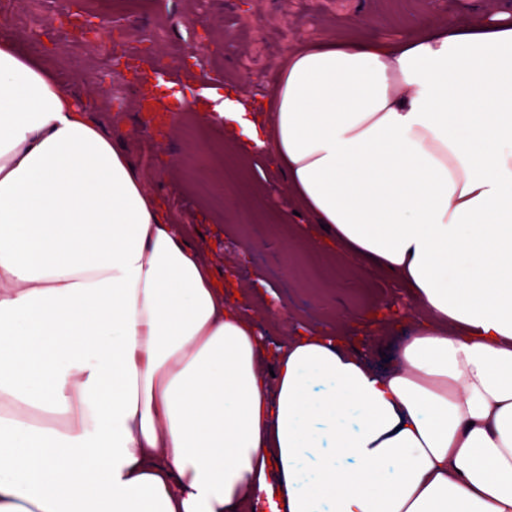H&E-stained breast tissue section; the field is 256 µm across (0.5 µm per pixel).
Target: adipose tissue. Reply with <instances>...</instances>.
I'll return each instance as SVG.
<instances>
[{"label":"adipose tissue","mask_w":512,"mask_h":512,"mask_svg":"<svg viewBox=\"0 0 512 512\" xmlns=\"http://www.w3.org/2000/svg\"><path fill=\"white\" fill-rule=\"evenodd\" d=\"M417 318L379 373L255 325L130 155L0 24V512H512V16L296 47L267 132Z\"/></svg>","instance_id":"1"}]
</instances>
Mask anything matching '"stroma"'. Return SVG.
Segmentation results:
<instances>
[{
  "label": "stroma",
  "instance_id": "35a3bbf8",
  "mask_svg": "<svg viewBox=\"0 0 512 512\" xmlns=\"http://www.w3.org/2000/svg\"><path fill=\"white\" fill-rule=\"evenodd\" d=\"M76 6L96 16V42L74 44L63 12ZM490 6L512 13V0H43L38 13L6 12L0 19L16 34L22 52L33 54L93 106L94 117L104 119L218 282L236 291L234 306L264 340L284 342L294 324L335 330L375 370L385 372L394 365L392 345L411 323L393 325L372 318L371 311L383 302L408 304L403 282L383 272L364 273L342 254L313 217L300 212L277 164L256 149L241 154L223 120L203 125L187 112L178 124L143 128L137 95H128L124 108L116 109L94 73L107 57L138 54L144 26L161 23L181 51L172 55L157 47L148 64L160 65L164 80L185 97H198L202 109L210 102L201 89L232 91L261 124L266 115L260 100L288 48L329 35L353 36L356 20L364 17L394 37L429 11L463 18ZM280 12L288 16V29L270 31L263 67L253 70L245 60L248 38L235 20L247 14L271 19ZM50 26L57 28L56 37L32 48L30 32ZM257 222L268 231L265 240L254 234ZM274 292L285 314L268 313Z\"/></svg>",
  "mask_w": 512,
  "mask_h": 512
}]
</instances>
